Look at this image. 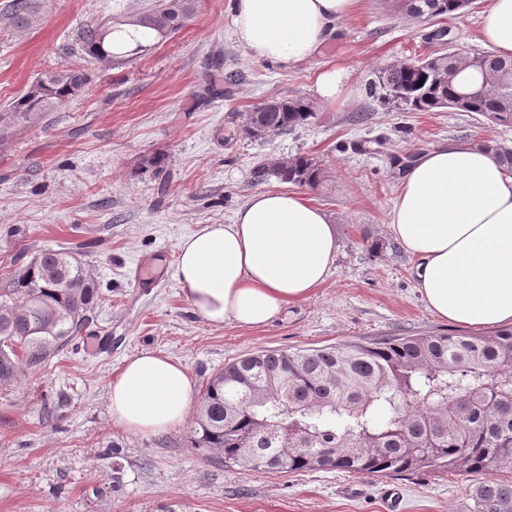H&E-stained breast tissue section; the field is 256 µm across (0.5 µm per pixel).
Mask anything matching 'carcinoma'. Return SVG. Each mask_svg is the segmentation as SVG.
Segmentation results:
<instances>
[{"instance_id":"cac0c4a2","label":"carcinoma","mask_w":512,"mask_h":512,"mask_svg":"<svg viewBox=\"0 0 512 512\" xmlns=\"http://www.w3.org/2000/svg\"><path fill=\"white\" fill-rule=\"evenodd\" d=\"M41 0H9L0 22L22 30ZM460 0H406L401 15L450 18ZM195 0H157L126 20L84 30L82 49L94 59L120 62L112 50L117 26L153 32L136 55L180 29ZM512 70V60L479 53L471 62L451 55L392 63L375 74L367 97L408 112L455 109L462 88L483 84L464 108L512 125V86L492 75ZM81 70L35 79L27 92L0 108V143L45 112L86 91ZM314 112L303 99L272 101L246 115L245 134L262 138L303 126ZM512 170V149L478 142ZM314 187L325 178L320 162L296 155L257 177ZM102 293L68 247L12 260L0 276V388L18 384L65 353L89 332ZM192 445L227 466L268 473L336 470L393 477L426 469L482 476L512 469V328L485 335L394 336L367 344L287 352L262 350L240 357L211 376L193 416ZM475 512H512V480L479 481Z\"/></svg>"}]
</instances>
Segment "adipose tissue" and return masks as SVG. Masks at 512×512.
<instances>
[{
	"instance_id": "adipose-tissue-1",
	"label": "adipose tissue",
	"mask_w": 512,
	"mask_h": 512,
	"mask_svg": "<svg viewBox=\"0 0 512 512\" xmlns=\"http://www.w3.org/2000/svg\"><path fill=\"white\" fill-rule=\"evenodd\" d=\"M358 0H232L234 33L258 61L311 60ZM480 40L512 59V0H488ZM390 230L417 259L427 309L470 328L512 326V173L470 142L448 141L400 173ZM328 215L299 193L261 191L233 223L205 224L177 246V274L192 309L214 326L263 327L307 298L336 258ZM194 385L164 353L125 361L109 385L116 425L160 435L182 423Z\"/></svg>"
}]
</instances>
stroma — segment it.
Masks as SVG:
<instances>
[{"mask_svg":"<svg viewBox=\"0 0 512 512\" xmlns=\"http://www.w3.org/2000/svg\"><path fill=\"white\" fill-rule=\"evenodd\" d=\"M154 2L42 0L30 27L0 28V105L45 72L90 79L0 144V267L18 252L70 247L106 295L76 350L0 391V512H473L475 480L459 474L245 471L191 448V421L157 436L116 426L108 386L143 349L177 360L199 386L259 350L455 332L426 308L416 261L390 233L398 165L448 140L512 146V126L475 113L404 112L368 99L379 66L446 48L429 37L436 22L408 21L386 0H360L312 60L289 69L254 60L237 41L231 0H197L178 31L118 63L81 49L82 28ZM485 5L475 0L448 19L453 49L484 52ZM331 68L344 83L325 102L315 84ZM295 98L312 105L308 124L261 139L242 132L248 112ZM154 154L166 159L163 174L144 166ZM298 154L325 168L302 193L336 227L328 277L267 326L210 325L175 275L179 241L200 225L233 223L254 193L284 190L254 171ZM138 268L151 287H138Z\"/></svg>","mask_w":512,"mask_h":512,"instance_id":"1","label":"stroma"}]
</instances>
